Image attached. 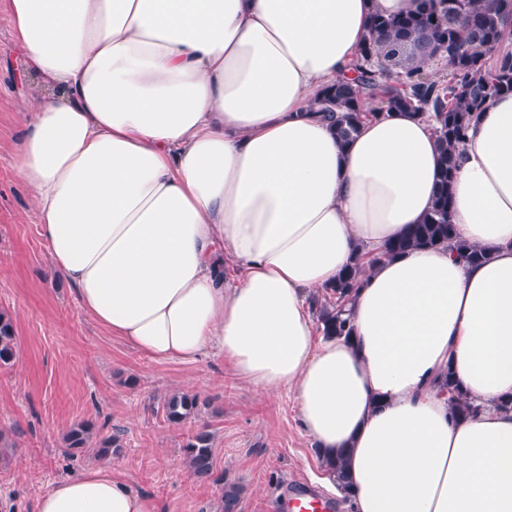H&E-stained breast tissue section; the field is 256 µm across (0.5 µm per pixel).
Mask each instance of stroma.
<instances>
[{"label":"stroma","instance_id":"1","mask_svg":"<svg viewBox=\"0 0 512 512\" xmlns=\"http://www.w3.org/2000/svg\"><path fill=\"white\" fill-rule=\"evenodd\" d=\"M7 4L0 0V311L13 318L18 357L0 367L8 443L0 450V512H35L37 496L57 479L92 467L60 443L81 420L123 429L112 472L157 512H220V477L242 486V512H267L269 499L296 481L336 496L294 395L255 392L216 353L187 363L135 350L84 312L53 272L28 188L12 165L26 108L44 89L24 74ZM129 377L136 386L126 385ZM177 389L211 401L214 480H195L183 466L181 445L193 425L170 424L151 406L154 393Z\"/></svg>","mask_w":512,"mask_h":512}]
</instances>
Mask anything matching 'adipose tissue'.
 Masks as SVG:
<instances>
[{"label":"adipose tissue","instance_id":"obj_1","mask_svg":"<svg viewBox=\"0 0 512 512\" xmlns=\"http://www.w3.org/2000/svg\"><path fill=\"white\" fill-rule=\"evenodd\" d=\"M46 95L15 146L56 275L156 360L224 356L288 391L320 454L344 451L354 512H512V95L457 150L453 222L490 250L424 247L365 266L351 340L316 337L310 294L432 208L433 121L363 102L339 143L314 105L375 16L425 0H9ZM453 375L482 408L464 419ZM35 512H155L110 467ZM440 387L443 391L448 392L450 402L453 404L456 413L460 417H474L480 412L481 407L470 402L465 396H463L450 374L448 375V378H445L441 382Z\"/></svg>","mask_w":512,"mask_h":512}]
</instances>
